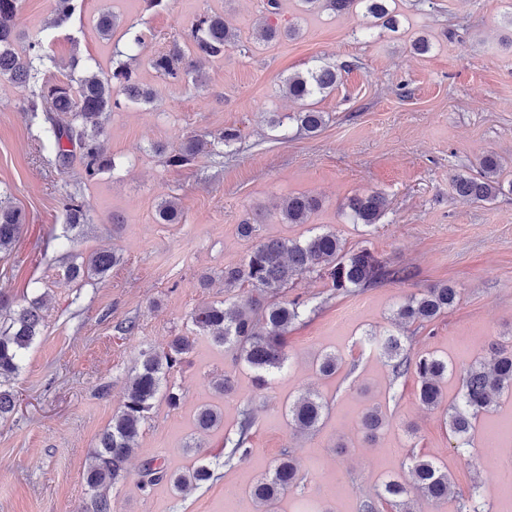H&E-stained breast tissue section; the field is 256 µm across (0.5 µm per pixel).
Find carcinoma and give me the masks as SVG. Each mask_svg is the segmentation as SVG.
Wrapping results in <instances>:
<instances>
[{"label":"carcinoma","mask_w":512,"mask_h":512,"mask_svg":"<svg viewBox=\"0 0 512 512\" xmlns=\"http://www.w3.org/2000/svg\"><path fill=\"white\" fill-rule=\"evenodd\" d=\"M83 0H50L51 26L59 27L82 9ZM307 11L328 9L347 13L362 5L375 19L376 26L393 30L397 20L387 8V0H299ZM19 0H0V79H6L25 92L24 108L32 118L39 120L43 140L51 148L54 164L64 172L74 161L82 166V179L90 181L97 175L116 168L114 159L101 143L106 135V122L111 112L122 107L126 100L134 104H148L153 90L139 84L131 63L121 59L105 72L97 63L84 64L77 56L71 58L72 73L64 81L46 78L54 58L49 44L42 37L24 40L19 27ZM26 41L24 53L17 44ZM189 45L184 50L181 43ZM238 44L237 34L224 23V15L205 12L196 17L183 39H173L170 48L150 58L151 68L165 81L181 83L192 79L202 86L205 78L196 72L199 60L222 59ZM341 68L325 64L295 73L285 81L288 96L301 102L297 112L284 118L271 119L270 125L281 127L284 120L296 124L309 135L319 133L327 124L329 115L311 107L309 100L335 90ZM120 88L124 98L112 95V86ZM71 114L64 122L60 114ZM239 131L227 127L217 134L205 133L185 139L180 147L166 157L167 165L183 168L192 165L201 156H224V148L236 144ZM502 162L495 154L477 159L475 172L459 174L454 179L458 196L473 202H491L504 187L512 189V182L501 177ZM321 201L312 195H296L283 200L280 206L282 221L286 224H305L319 209ZM342 209L353 222L371 226L380 222L387 209V200L379 192L354 194L343 202ZM65 221L71 230H82L91 221L83 194L69 193L64 205ZM183 212L174 199L161 201L155 219L159 224H179ZM25 217L0 196V253L8 252L17 241ZM239 236L253 241L246 257L238 264L224 267V291L248 286L251 296L237 308L226 309L224 303L198 307L190 319L192 335L175 336L162 350L141 352L139 365L128 379L123 404L112 415V422L104 430L89 453L84 481L90 499L89 512H112V501L104 489L124 480L127 462L142 428L150 418L159 398H164L172 409L180 407L184 394L164 381L176 369L188 362L200 337L229 350L235 359L247 365L254 373L253 382L259 391L269 389L275 376L286 366L287 337L290 328L309 312L308 303L298 297L281 299V294L296 279L316 274L329 287L341 293L375 288L388 281L407 280L410 271L364 246L346 248L336 232L320 230L303 240L280 237H262L260 220L246 221L237 227ZM120 262L109 250L96 251L71 261L67 275L74 281L103 278ZM459 292L446 283L433 284L410 296L395 312V322L424 326L448 313L458 301ZM10 306L8 297L0 292V420L7 419L15 410L16 396L8 389L10 381L19 373L26 351L41 335L43 297H34L17 305V309L3 313ZM381 356L391 367L394 378L410 372L419 379L418 398L427 408L437 407L442 400V381L448 377V362L434 355L413 356L400 336L388 333L375 336ZM491 361L486 364L476 359L465 370L460 400L448 407L447 424L456 440V448L469 446L478 417L498 406L500 397L512 391V344L491 345ZM323 376H333L339 369L334 353L323 354L316 363ZM326 411V403L318 394L299 395L288 406L289 426L298 432L317 429ZM224 420L222 410L214 405L200 406L195 415L196 428L208 432ZM255 417L250 410L242 414L236 437L226 438L229 447L226 462H243L249 454L246 447ZM384 424L379 408L374 406L364 413L360 426L364 437H376ZM220 457L215 455L208 463L188 471L168 469L165 461L152 458L144 461L139 470V484L146 491L165 482L180 492L192 486L199 488L217 479ZM410 480H389L383 491L362 504L361 512H378V504L388 503L393 512H414L415 499L440 502L454 495L448 471L429 459L411 457ZM304 480L292 454L282 453L273 471L250 484L249 492L261 508L272 512L273 506L289 489Z\"/></svg>","instance_id":"cac0c4a2"}]
</instances>
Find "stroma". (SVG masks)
Here are the masks:
<instances>
[{"mask_svg":"<svg viewBox=\"0 0 512 512\" xmlns=\"http://www.w3.org/2000/svg\"><path fill=\"white\" fill-rule=\"evenodd\" d=\"M263 3L169 0L148 11L142 0H84L70 23L51 29L49 0H21L23 30L48 33L57 61L48 79L65 78L75 55L108 65L115 51L127 50L124 33L134 24L146 42L132 66L157 97L112 113L104 147L116 168L84 182L78 170L55 167L21 107L23 91L0 81V188L26 215L18 241L0 253V290L19 302L47 296L43 332L11 382L16 410L0 421V512H84L89 452L119 408L141 350L189 335L191 312L224 300L216 278L250 250L237 226L255 215L262 235L332 230L346 246H367L412 276L346 294L314 276L292 284L287 297L307 300L312 312L289 332V361L264 397L245 364L198 339L190 364L171 377L184 390L183 404L173 410L156 402L126 479L110 491L114 512H258L248 485L286 448L306 479L274 512H359L385 481L406 477L413 453L446 468L455 490L445 501H419L415 512H460V496L470 494L490 512H512V498L497 490L512 464V394L477 420L469 448L458 449L445 425L465 369L491 344L512 338V194L477 203L452 188L456 175L490 153L505 163L503 180H512V0H390L399 20L393 31L373 26L360 8L306 12L298 0H280L279 14L270 15ZM207 11L223 13L241 46L224 60L203 62L205 86L158 78L148 57L168 50L171 35ZM105 12L119 19L108 42L97 34ZM263 23L296 34L255 42ZM422 36L431 49L420 55L411 44ZM326 63L343 73L330 95L313 100L329 115L325 128L313 137L293 125L270 128V119L299 109L283 92L288 75ZM229 126L242 138L220 164L204 157L171 168L152 149H174ZM77 187L92 216L79 233L64 222L66 198ZM370 191L386 197L384 217L373 226L352 223L344 199ZM298 194L320 198V209L308 223H281V201ZM171 197L181 203L182 222L156 223L157 203ZM116 215L124 220L117 230ZM103 248L121 257L105 278L82 285L68 278L69 255ZM440 282L460 293L448 314L426 327L394 324L407 295ZM122 322L133 323L132 333L117 332ZM379 331L398 333L412 354L447 358L437 408L420 405L415 374L393 377L371 338ZM327 352L342 359L330 379L315 371ZM225 376L234 390L223 396L213 384ZM308 389L328 410L314 432L296 435L286 410ZM204 403L223 409L224 424L202 433L194 414ZM372 406L387 419L373 444L359 431ZM248 408L255 426L246 462L224 465L202 488L177 493L162 483L140 490L144 459L163 457L173 471L194 467L223 452ZM494 437L499 450L484 457L482 445ZM188 441L194 450L185 449Z\"/></svg>","mask_w":512,"mask_h":512,"instance_id":"stroma-1","label":"stroma"}]
</instances>
